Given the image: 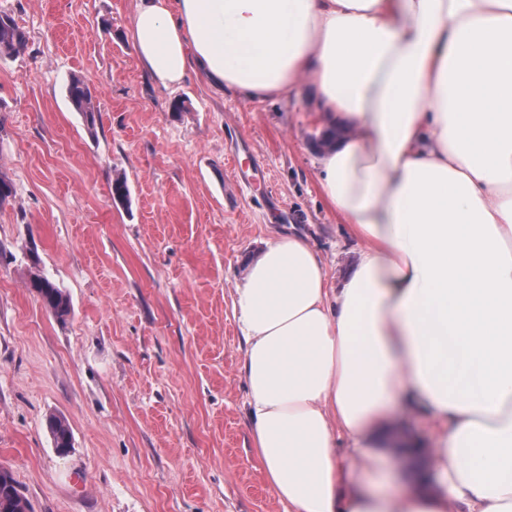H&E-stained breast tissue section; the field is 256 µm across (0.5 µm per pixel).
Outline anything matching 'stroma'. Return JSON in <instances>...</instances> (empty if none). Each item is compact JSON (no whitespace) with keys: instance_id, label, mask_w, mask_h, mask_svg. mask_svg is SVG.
Segmentation results:
<instances>
[{"instance_id":"35a3bbf8","label":"stroma","mask_w":512,"mask_h":512,"mask_svg":"<svg viewBox=\"0 0 512 512\" xmlns=\"http://www.w3.org/2000/svg\"><path fill=\"white\" fill-rule=\"evenodd\" d=\"M136 8L0 0L28 35L0 57V466L32 512H284L250 443L236 290L285 229L334 287L363 243L323 194L310 86L261 101L200 77L163 87L135 57ZM73 74L95 130L66 97ZM34 272L66 292V321ZM66 96L76 112H80L89 130H93L98 118V110L94 102L90 86L79 77H71L65 87ZM30 288L42 300L44 306L61 321L70 314L71 308L67 296L53 281L43 275H35L30 281ZM48 429L56 452L60 455L68 454L73 448V434L67 420L52 415L48 419Z\"/></svg>"}]
</instances>
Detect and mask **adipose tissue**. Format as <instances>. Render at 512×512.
<instances>
[{
	"instance_id": "obj_1",
	"label": "adipose tissue",
	"mask_w": 512,
	"mask_h": 512,
	"mask_svg": "<svg viewBox=\"0 0 512 512\" xmlns=\"http://www.w3.org/2000/svg\"><path fill=\"white\" fill-rule=\"evenodd\" d=\"M132 43L166 87L308 82L335 133L321 180L357 265L332 288L281 234L234 300L251 446L288 512H512V0H139ZM394 397L435 433L430 485L402 496L372 481Z\"/></svg>"
}]
</instances>
